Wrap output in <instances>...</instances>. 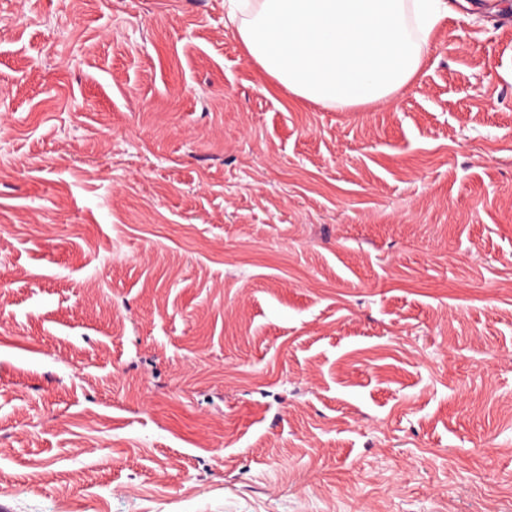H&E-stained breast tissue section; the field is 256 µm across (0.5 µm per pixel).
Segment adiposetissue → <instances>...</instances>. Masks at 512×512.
<instances>
[{
    "mask_svg": "<svg viewBox=\"0 0 512 512\" xmlns=\"http://www.w3.org/2000/svg\"><path fill=\"white\" fill-rule=\"evenodd\" d=\"M448 0H225L247 56L289 92L340 112L413 83Z\"/></svg>",
    "mask_w": 512,
    "mask_h": 512,
    "instance_id": "adipose-tissue-1",
    "label": "adipose tissue"
}]
</instances>
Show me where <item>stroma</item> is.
<instances>
[{
  "mask_svg": "<svg viewBox=\"0 0 512 512\" xmlns=\"http://www.w3.org/2000/svg\"><path fill=\"white\" fill-rule=\"evenodd\" d=\"M0 512H512V0L356 112L0 0Z\"/></svg>",
  "mask_w": 512,
  "mask_h": 512,
  "instance_id": "35a3bbf8",
  "label": "stroma"
}]
</instances>
